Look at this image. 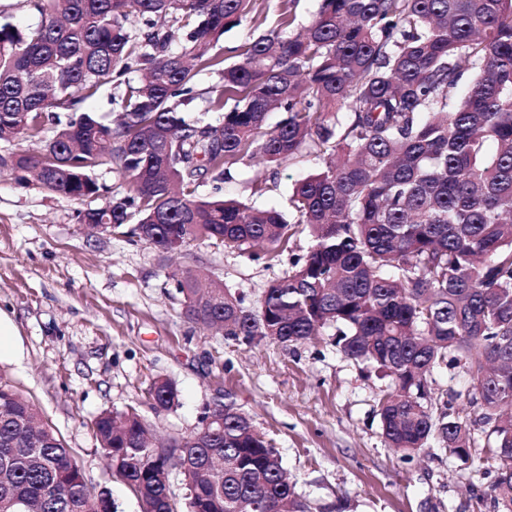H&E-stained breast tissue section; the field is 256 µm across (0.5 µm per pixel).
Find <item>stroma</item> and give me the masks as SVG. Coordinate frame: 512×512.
Segmentation results:
<instances>
[{"label": "stroma", "mask_w": 512, "mask_h": 512, "mask_svg": "<svg viewBox=\"0 0 512 512\" xmlns=\"http://www.w3.org/2000/svg\"><path fill=\"white\" fill-rule=\"evenodd\" d=\"M321 4L254 0L216 51L233 64L259 35L296 34ZM287 10L295 16L290 27L283 24ZM322 164L308 149L258 184L256 163L246 159L223 183L203 179L196 196L221 195L287 214L295 182ZM94 176L103 195L77 199L18 181L0 167V315L12 321L18 348L0 360V377L36 404L110 512H141V504L93 435L98 414L136 408L164 443L194 433L205 407L227 401L276 448L315 512H494L489 496L497 465L480 429L471 430L470 466L434 444L409 459L389 448L377 415L388 380L338 351L335 327L288 346H248L183 317L175 274L208 272L246 307H256L265 289L287 276L293 257L308 251L303 225H295L287 246L259 253L203 239L170 256L139 238L94 233L82 223L85 210L128 191L111 165ZM159 379L178 391L177 405L161 413L148 397Z\"/></svg>", "instance_id": "35a3bbf8"}]
</instances>
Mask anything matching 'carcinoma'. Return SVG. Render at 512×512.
<instances>
[{"label": "carcinoma", "mask_w": 512, "mask_h": 512, "mask_svg": "<svg viewBox=\"0 0 512 512\" xmlns=\"http://www.w3.org/2000/svg\"><path fill=\"white\" fill-rule=\"evenodd\" d=\"M23 2L37 24L0 20V142L44 146L0 166L90 198L102 190L92 172L112 164L129 194L83 223L120 233L133 221L129 234L162 253L200 238L262 251L305 225L312 245L257 309L199 272L176 280L184 317L246 345L336 326L345 357L390 379L378 410L388 446L411 457L433 441L469 466V416L427 390L434 372L461 369L498 461L496 512H512V408L501 405L512 398V0H322L296 35H262L230 66L214 48L252 0ZM132 14L141 27L128 26ZM205 70L221 77L208 99L217 126L179 111ZM109 82L125 92L106 121L85 103ZM273 110L286 117L269 130ZM306 148L325 166L295 184L292 222L195 199L202 178L220 182L246 157L264 165L261 183ZM149 396L156 411L177 402L168 379ZM219 418L158 458L134 408L101 412L93 431L143 512H311L252 420L231 402ZM90 498L58 433L0 380V512H90Z\"/></svg>", "instance_id": "cac0c4a2"}]
</instances>
